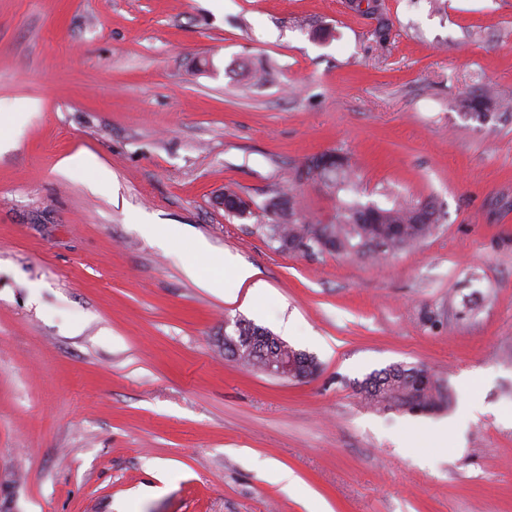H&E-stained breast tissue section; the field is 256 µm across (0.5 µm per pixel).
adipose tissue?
<instances>
[{"instance_id": "ef3b65f1", "label": "adipose tissue", "mask_w": 512, "mask_h": 512, "mask_svg": "<svg viewBox=\"0 0 512 512\" xmlns=\"http://www.w3.org/2000/svg\"><path fill=\"white\" fill-rule=\"evenodd\" d=\"M186 274L194 279L200 287L217 291L224 299L236 298L241 287H248L251 306H258L267 296V290L262 285L254 283V273L248 266L239 264L232 255H224L215 261L214 269L203 272L195 263L185 266Z\"/></svg>"}]
</instances>
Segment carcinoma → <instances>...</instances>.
Listing matches in <instances>:
<instances>
[{"label":"carcinoma","instance_id":"1","mask_svg":"<svg viewBox=\"0 0 512 512\" xmlns=\"http://www.w3.org/2000/svg\"><path fill=\"white\" fill-rule=\"evenodd\" d=\"M465 107L476 112L477 116H484L492 108L498 107L494 99L485 94L480 98L465 99ZM325 186L334 192L351 190L354 187L355 172L349 159L343 155L338 156L334 168L325 174ZM292 188L282 190L274 196L276 201L288 203V222L265 225L270 240L279 243L284 248L290 241L309 238V244L316 246L315 253L326 251L320 242L336 244L345 248V252L352 253L358 249H365L367 243L378 241L372 252L378 255H387L404 250L428 238L433 234L436 224L431 222L423 224L418 222V213L423 210L435 214L434 207L429 204L411 205L398 203L390 208H381L374 204H362L358 201L344 202L338 208L336 221L332 224H309L300 222L297 218V201L293 187L303 184L299 172L291 176ZM403 225L402 234L394 237L389 234V225ZM423 372L420 366H389L371 373L357 385V392L366 404L379 409H395L404 413L413 414L415 410L407 408L409 400L418 399L419 408L424 412H436L449 407L450 397L443 381L430 376L420 388L416 387V379L412 372Z\"/></svg>","mask_w":512,"mask_h":512}]
</instances>
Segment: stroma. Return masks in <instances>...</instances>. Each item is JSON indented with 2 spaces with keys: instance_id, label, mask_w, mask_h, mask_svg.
Returning <instances> with one entry per match:
<instances>
[{
  "instance_id": "1",
  "label": "stroma",
  "mask_w": 512,
  "mask_h": 512,
  "mask_svg": "<svg viewBox=\"0 0 512 512\" xmlns=\"http://www.w3.org/2000/svg\"><path fill=\"white\" fill-rule=\"evenodd\" d=\"M0 125V512H512V0H0ZM324 151L357 187L301 185L304 221L405 199L433 235L279 251L265 205ZM198 240L261 307L185 273ZM238 318L318 373L226 359ZM396 363L449 408L362 401ZM63 171L71 169L93 170L97 174L99 181H105L112 178V171L102 165L98 159L91 154L77 152L63 159L60 163ZM248 327L250 333H255L256 336H269L270 339H275V345L278 350L274 347L273 351L277 354H285L289 351V356H279L278 360H275L271 354H266V351L260 349H252L249 347L248 352L252 353V357L259 356L260 360L256 361L251 357V363H255V368L261 373L278 379L289 380L292 382H305L315 375L317 368L315 366V360L313 356L300 350H295L293 347L289 348V345L278 337H273L268 330L263 327L256 326L244 319H237L234 323L226 321L224 323V336L221 338V346L224 348V340L229 341L230 337H233L232 347L235 350V359L239 357V354L244 350V347H248L251 343L250 336H240V333L244 332V328ZM241 341L243 347L238 344ZM294 350V351H293ZM303 362L305 367H308L307 373L300 370L298 363ZM310 371V372H309Z\"/></svg>"
}]
</instances>
